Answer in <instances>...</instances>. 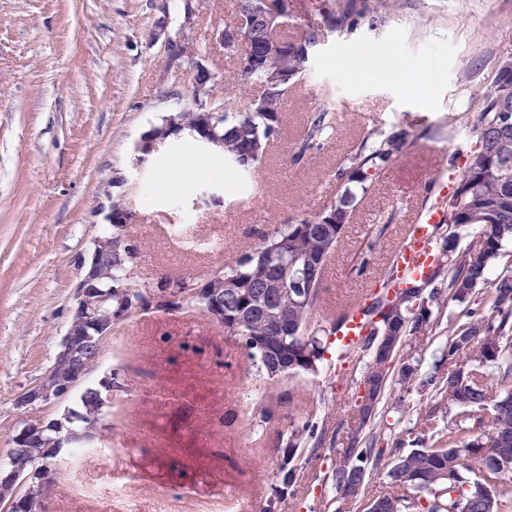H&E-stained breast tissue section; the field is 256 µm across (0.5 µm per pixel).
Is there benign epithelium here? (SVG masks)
I'll return each instance as SVG.
<instances>
[{
  "mask_svg": "<svg viewBox=\"0 0 512 512\" xmlns=\"http://www.w3.org/2000/svg\"><path fill=\"white\" fill-rule=\"evenodd\" d=\"M296 0H263L261 14L253 18L247 10L238 11L234 24L215 33V39L236 58L263 64L273 73L274 63L288 51L281 39L282 31L294 17ZM171 56L175 60L195 55L192 45L182 39L170 40ZM255 46L263 48L257 57L244 53ZM171 127L151 129L136 146V156L128 172L113 177L117 184L137 178L141 167L168 143ZM105 256L93 248L89 260L80 263V276L74 302L69 311L68 326L52 364L33 385L17 396L15 404L25 412L43 407L60 406L99 367L103 340L112 334V314L97 315L98 306H112V289L98 286V274ZM152 292L140 310L168 312L179 308L188 296L198 295L203 283L193 288H162L160 276L154 277ZM108 403L100 405V414L88 419L80 430L66 426L62 420L32 415L16 429L11 440V467L0 472V512H51L50 500L43 494L52 479V471L29 454L31 448H45L59 456L77 445L91 444L100 438L103 412Z\"/></svg>",
  "mask_w": 512,
  "mask_h": 512,
  "instance_id": "1",
  "label": "benign epithelium"
}]
</instances>
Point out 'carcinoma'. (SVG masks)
<instances>
[{"mask_svg":"<svg viewBox=\"0 0 512 512\" xmlns=\"http://www.w3.org/2000/svg\"><path fill=\"white\" fill-rule=\"evenodd\" d=\"M399 0H331L323 18L343 28L347 20L374 9L393 10ZM306 61L296 52L278 60V68L294 85L305 71ZM244 88H261L268 81L258 65L239 68ZM289 92L272 90L260 108L251 103L246 112L236 109L228 97L212 101L211 135L224 141L220 157L229 174L244 175L265 158L271 142L280 137L282 114ZM512 109V73L497 70L468 99L467 110L448 117L464 126L475 138V150L460 178L443 201L446 221L434 231L435 257L432 272L424 279H411L404 289L380 295L364 306L370 330L361 338L366 358L361 386L381 388L371 419L362 403L355 402L347 447L334 452L329 480L339 496L358 484L360 494L368 489L369 476L388 467L390 490L365 499L363 512H506L512 506V270L492 274V266L504 246L512 242V125L498 124L499 111ZM200 112H176L164 116L161 125H175L194 133ZM334 118L321 109L312 113L308 127L291 155L300 164L320 149L331 135ZM414 128L386 133L373 129L363 137L349 166L336 173L341 193L331 202L336 221L321 214L286 224L262 235L255 245L231 266L208 272L224 282V334L235 337L248 351L257 373L269 374L285 366L282 380L316 375L325 361L329 345L324 337L336 334L346 314L327 328L315 323V311L324 292L329 257L352 219L357 195H366L399 160ZM478 227L480 247L472 253L460 248L464 229ZM128 225L107 224L100 235L101 246L112 248V270L103 278L112 288V302L130 317L145 301L150 278L139 271L136 253L127 252ZM450 305H461L467 321L448 327L442 358L455 369L448 376L434 368L418 376L419 360L412 343L437 335L441 315ZM289 318L294 331L281 336L280 317ZM399 333L392 361L397 374L376 353L372 338ZM497 375L498 391L486 383L487 370ZM419 390L424 409L417 428L411 430L413 448L386 449L384 430L389 403L396 388ZM99 397V386L89 384L74 393L64 423L77 427L90 416ZM284 394L271 392L255 406L260 421L269 419L272 406ZM448 419V426L440 420ZM326 440V432L310 421L293 424L282 435L283 455L276 475L283 484L297 482L299 454L314 453Z\"/></svg>","mask_w":512,"mask_h":512,"instance_id":"obj_1","label":"carcinoma"}]
</instances>
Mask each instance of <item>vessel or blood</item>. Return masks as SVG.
<instances>
[{"label": "vessel or blood", "instance_id": "vessel-or-blood-1", "mask_svg": "<svg viewBox=\"0 0 512 512\" xmlns=\"http://www.w3.org/2000/svg\"><path fill=\"white\" fill-rule=\"evenodd\" d=\"M444 218V211L439 205L425 208L415 224L410 225L408 233L394 252L392 261L395 273L391 288L401 286L404 277H420L427 274L433 264L431 237L437 224ZM366 333L364 316L360 307H352L342 330L336 335V357L340 361L350 360L357 352L362 336Z\"/></svg>", "mask_w": 512, "mask_h": 512}]
</instances>
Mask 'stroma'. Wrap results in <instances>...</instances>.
Instances as JSON below:
<instances>
[{
    "label": "stroma",
    "mask_w": 512,
    "mask_h": 512,
    "mask_svg": "<svg viewBox=\"0 0 512 512\" xmlns=\"http://www.w3.org/2000/svg\"><path fill=\"white\" fill-rule=\"evenodd\" d=\"M0 0V460L23 413L15 399L52 364L73 303L79 264L111 197L138 214L129 231L142 265L194 277L234 262L257 233L312 215L337 194L336 173L367 129L423 125L400 159L358 205L326 267L316 321L326 326L371 296L408 224L454 185L469 160L467 129L449 128L469 94L512 57V0H400L333 33L310 55L288 100L283 130L253 174L228 178L197 149L190 187L156 189L183 161L171 144L142 182L113 184L141 136L191 105V65L169 39L192 41L213 74L211 95H237L240 75L213 33L232 23L237 0ZM356 62L355 74L341 71ZM328 109L335 132L305 162L291 151L308 115ZM154 185L142 200V183ZM387 223L375 249L367 241ZM191 225L212 249L190 252L170 227ZM366 259L362 274L351 271ZM113 372L108 440L56 465L52 512H348L329 480L332 455L303 461L295 487L274 496L280 436L312 420L339 432L355 404L364 360L292 381L256 375L246 349L198 310L147 311L114 325L102 347ZM270 389L293 402L257 424L246 407Z\"/></svg>",
    "instance_id": "obj_1"
}]
</instances>
